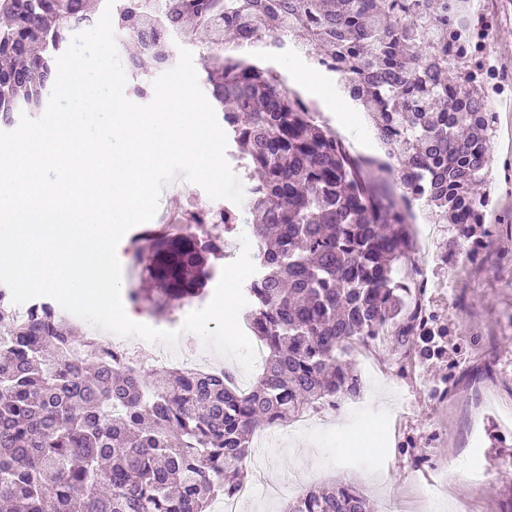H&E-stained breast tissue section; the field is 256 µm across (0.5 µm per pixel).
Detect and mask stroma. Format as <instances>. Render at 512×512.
Masks as SVG:
<instances>
[{
  "instance_id": "obj_1",
  "label": "stroma",
  "mask_w": 512,
  "mask_h": 512,
  "mask_svg": "<svg viewBox=\"0 0 512 512\" xmlns=\"http://www.w3.org/2000/svg\"><path fill=\"white\" fill-rule=\"evenodd\" d=\"M471 7L492 40L494 66H501L512 58V7L505 0L492 7L471 0ZM272 65L314 101L318 121L352 155L383 159L365 114L344 96L329 98L334 74L299 54ZM487 100L498 120L485 175L490 219L478 231L483 247L460 248L449 259L454 228L427 223L420 207L412 209V260L429 280L420 304L447 336L417 338L405 374L393 368L402 352L395 337L379 351L376 372H364L352 355L366 400L345 398L336 412L321 406L294 432L267 427L266 446L246 459L249 474L261 469L282 486L308 489L346 482L365 494L373 512H499L512 489V470L503 466L512 457V190L504 183L512 172V71L501 85L488 86ZM441 345L456 347L454 358L434 359ZM420 455L429 462L418 467Z\"/></svg>"
}]
</instances>
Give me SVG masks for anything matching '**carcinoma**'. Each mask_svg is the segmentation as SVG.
<instances>
[{"label":"carcinoma","mask_w":512,"mask_h":512,"mask_svg":"<svg viewBox=\"0 0 512 512\" xmlns=\"http://www.w3.org/2000/svg\"><path fill=\"white\" fill-rule=\"evenodd\" d=\"M0 124L33 115L54 85L56 58L98 18L88 0H0ZM473 39L470 0H125L113 30L134 41L130 92L147 95L170 70L168 44L199 45L200 83L223 112L233 157L252 178L245 210L256 237L245 325L265 347L262 373L240 392L225 373L163 370L150 381L121 355L42 306L20 319L0 288V506L10 512H211V497L245 482L260 428L315 410L357 382L350 343L394 330L398 344L433 336L397 272L409 257L412 203L451 224L448 250L485 219L481 191L494 124L469 58L448 61V16ZM302 53L340 77L397 165L361 164L298 93L242 55ZM237 224L238 208L210 214ZM473 240V239H471ZM479 243V240H473ZM150 287L130 297L170 313L202 296L213 250L199 240L151 239ZM286 512H369L356 489L309 490Z\"/></svg>","instance_id":"cac0c4a2"}]
</instances>
